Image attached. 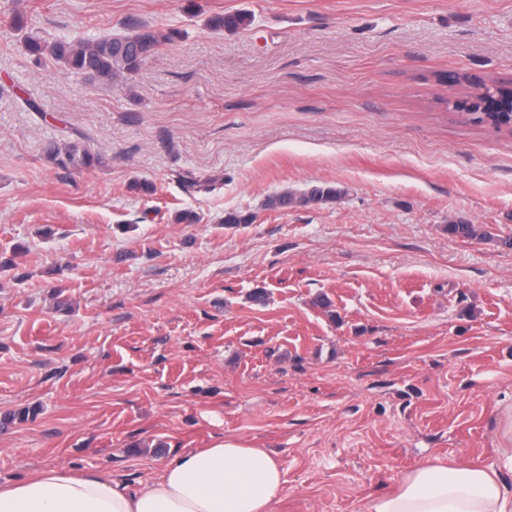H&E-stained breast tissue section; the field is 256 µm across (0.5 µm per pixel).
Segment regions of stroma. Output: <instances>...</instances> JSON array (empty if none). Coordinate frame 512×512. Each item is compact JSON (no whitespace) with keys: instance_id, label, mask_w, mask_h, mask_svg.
<instances>
[{"instance_id":"35a3bbf8","label":"stroma","mask_w":512,"mask_h":512,"mask_svg":"<svg viewBox=\"0 0 512 512\" xmlns=\"http://www.w3.org/2000/svg\"><path fill=\"white\" fill-rule=\"evenodd\" d=\"M133 21L165 40L129 79L21 49ZM451 71L512 77V0H0V482L136 490L235 438L283 469L270 512H365L511 448L512 131ZM73 138L103 165L53 168ZM336 195L335 189L314 186L300 195L289 192L276 193L269 199L268 206L273 209H288L294 206L295 201L303 206H311L330 201L336 198Z\"/></svg>"}]
</instances>
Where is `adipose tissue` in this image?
I'll return each instance as SVG.
<instances>
[{
    "label": "adipose tissue",
    "mask_w": 512,
    "mask_h": 512,
    "mask_svg": "<svg viewBox=\"0 0 512 512\" xmlns=\"http://www.w3.org/2000/svg\"><path fill=\"white\" fill-rule=\"evenodd\" d=\"M512 448L497 464L437 461L407 475L402 488L369 502L367 512H512ZM283 470L266 449L236 439L182 455L141 490L103 472L45 467L0 484V512H270L283 491Z\"/></svg>",
    "instance_id": "1"
}]
</instances>
